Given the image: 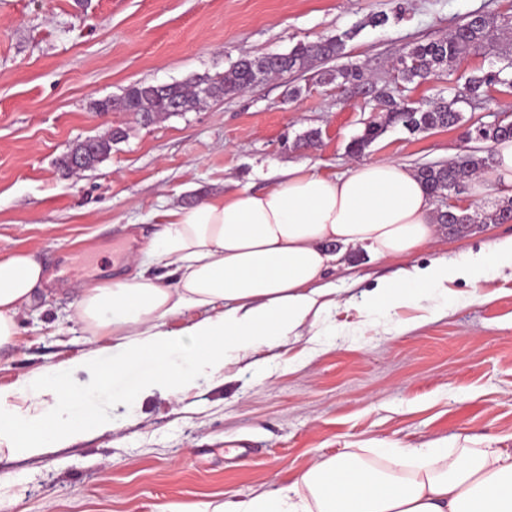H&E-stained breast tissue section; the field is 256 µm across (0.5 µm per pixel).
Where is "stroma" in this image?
Returning <instances> with one entry per match:
<instances>
[{"label":"stroma","mask_w":512,"mask_h":512,"mask_svg":"<svg viewBox=\"0 0 512 512\" xmlns=\"http://www.w3.org/2000/svg\"><path fill=\"white\" fill-rule=\"evenodd\" d=\"M380 11L388 24L367 25ZM476 12L495 16L504 35L409 87L418 106L512 56V0H0V255L35 253L53 276L51 291L36 292L18 316L0 386L111 346L108 336L89 342L71 320L73 294L123 274L154 232L156 209L262 189L271 169L291 163L341 173L390 159L415 170L489 150L465 133L512 114V94L463 105L459 127L412 134L395 126L361 155L349 151L374 115L373 88L399 86L402 48L439 39ZM340 34L349 60L367 69L360 87L322 81L336 64L320 61L149 126L94 107L136 83L213 76L245 53H286ZM114 129L125 136L94 169L69 176L58 168L74 142ZM310 129L320 130L319 142L293 148ZM511 237L512 221L477 223L441 233L412 261ZM398 268L349 252L326 276L352 304L337 313L335 335L264 350L224 378L198 380L181 399L154 395L129 409L120 383L98 386L84 405L106 412L110 426L40 455L0 457V512H159L245 499L373 437L418 446L463 432L512 448V274L480 284L493 300L433 320L416 303L361 323L366 293Z\"/></svg>","instance_id":"1"}]
</instances>
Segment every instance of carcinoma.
<instances>
[{"label":"carcinoma","mask_w":512,"mask_h":512,"mask_svg":"<svg viewBox=\"0 0 512 512\" xmlns=\"http://www.w3.org/2000/svg\"><path fill=\"white\" fill-rule=\"evenodd\" d=\"M501 36V28L494 18L483 16L480 22H471L470 17L462 18L454 29L446 36L428 43H415L405 46L396 60V67L404 81L425 82L448 69V64L477 53L487 45L497 41ZM344 39L333 36L319 42L300 43L290 52L276 56L269 68H262L256 59L244 58L235 62L224 74L217 77H205L209 84L210 97L219 98L239 93L258 81L271 76L303 72L313 62L320 60L342 59ZM364 68L351 60L336 67L331 79L341 80V84H357L364 80ZM499 85L512 90V58L496 70L482 75H471L465 80V94H455L450 98L439 97L430 108L415 107L405 100H398L392 91L382 87L377 91L378 110L382 112L379 120L372 119L365 124L360 135L355 137L349 151L361 154L374 141L381 137L388 128L400 125L410 133L423 132L435 128H451L462 121V113L458 108L461 102L479 99L486 95L489 88ZM206 96L198 93L197 83L189 85L175 82L165 86L136 83L129 86L118 98H108L95 103L99 112H111L115 105L121 104L125 111L140 117L144 114L155 120L159 117L177 112H190L198 108ZM123 132L115 130L105 137L91 138L89 147L83 142L75 143L69 153L59 161V167L72 171L69 154L82 152L85 155L83 169L90 170L103 162L112 151V143L121 139ZM485 142H499L512 139V121H497L489 125L476 127L475 133H467V139ZM493 154L484 155L473 150L449 164L424 166L417 170V175L424 182L432 196L458 194L463 184L472 176L487 172L493 168ZM481 219L483 224H503L512 221V203L493 211H485L477 217L468 211H460L454 215H437L439 224H446L453 231L461 232L470 224Z\"/></svg>","instance_id":"1"}]
</instances>
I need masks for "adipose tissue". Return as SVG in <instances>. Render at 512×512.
I'll return each instance as SVG.
<instances>
[{
    "mask_svg": "<svg viewBox=\"0 0 512 512\" xmlns=\"http://www.w3.org/2000/svg\"><path fill=\"white\" fill-rule=\"evenodd\" d=\"M158 229L125 276L78 289L73 315L90 336L112 339V357L94 349L0 387V456L60 448L107 418L77 410L91 383L134 370L143 376L123 406L160 394L177 397L195 378L307 333L332 330L342 301L325 275L356 248L377 260L409 259L434 243L430 195L407 166L377 160L326 174L295 164L267 188H241L192 206L155 211ZM171 267L174 281L155 275ZM512 271V240L400 268L360 306L386 317L403 302L426 300L435 317L449 307L448 285H479ZM51 278L35 253L0 257V350L15 345L17 316ZM186 328L168 321L189 311ZM372 448L376 458L362 452ZM195 512H512V448L456 433L415 448L386 438L348 443L293 481L248 499L198 505Z\"/></svg>",
    "mask_w": 512,
    "mask_h": 512,
    "instance_id": "obj_1",
    "label": "adipose tissue"
}]
</instances>
